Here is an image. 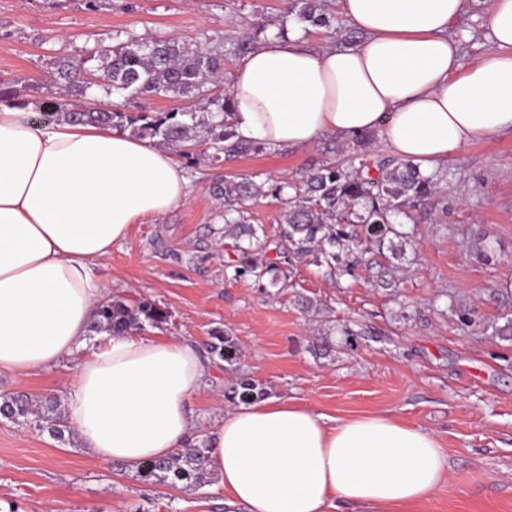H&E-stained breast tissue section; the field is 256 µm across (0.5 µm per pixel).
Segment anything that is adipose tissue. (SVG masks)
<instances>
[{
    "label": "adipose tissue",
    "instance_id": "adipose-tissue-1",
    "mask_svg": "<svg viewBox=\"0 0 512 512\" xmlns=\"http://www.w3.org/2000/svg\"><path fill=\"white\" fill-rule=\"evenodd\" d=\"M468 0H339L349 45L298 30L242 57L229 82L239 140L294 150L377 132L428 169L512 130V0H493L492 45L465 60L454 24ZM0 105V373L72 363L67 421L101 461L137 467L188 437L186 403L207 369L186 341L131 332L87 347L104 295L94 267L130 225L184 201L189 181L167 149L111 128L36 124ZM228 505L248 512H401L445 482L428 430L387 413L328 422L279 399L225 411L207 436Z\"/></svg>",
    "mask_w": 512,
    "mask_h": 512
}]
</instances>
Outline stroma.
<instances>
[{
    "instance_id": "1",
    "label": "stroma",
    "mask_w": 512,
    "mask_h": 512,
    "mask_svg": "<svg viewBox=\"0 0 512 512\" xmlns=\"http://www.w3.org/2000/svg\"><path fill=\"white\" fill-rule=\"evenodd\" d=\"M492 0H471L458 28L465 58L491 51L482 23ZM281 0H0V87L31 102L53 98L57 61L128 35L170 36L187 46L236 36L243 22L277 32ZM199 140L182 160L187 199L131 225L95 273L107 299H147L167 311L148 336L182 338L209 371L187 403L190 439L235 408L231 388L254 380L265 398L331 418L386 412L433 432L448 455L446 482L406 512H512V341L494 327L512 320V131L492 135L441 163L437 195L418 203L401 229L402 255L369 245L351 273L293 260L289 288L227 279L235 261L214 187L246 176L295 180L327 159L373 168L391 154L376 133L362 142L320 138L309 147L216 163ZM232 336L233 368L207 353L212 333ZM66 366L0 374V396L65 397ZM0 512H225L224 487L141 481L31 425L0 417Z\"/></svg>"
}]
</instances>
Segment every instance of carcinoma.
Instances as JSON below:
<instances>
[{"mask_svg":"<svg viewBox=\"0 0 512 512\" xmlns=\"http://www.w3.org/2000/svg\"><path fill=\"white\" fill-rule=\"evenodd\" d=\"M290 22L330 28L334 16L327 12L324 0H287L277 36L288 34ZM263 31L262 26H250L226 44L218 36L205 39L194 49L180 47L166 37L130 35L115 45L98 44L76 59L59 62L57 75L63 90L71 96L83 95L93 85L95 72L101 71L108 87L119 94L138 99L177 98L208 83L218 85L224 57L242 58L256 46ZM231 107L230 93L220 91L209 96L203 107H177L163 112L70 108L61 97L43 103L39 111L50 122L64 120L128 130L185 159L192 157L193 130L205 127L214 150L212 159L217 161L223 154L245 155L261 150L257 143L235 139L227 120ZM436 185L435 176L422 174L409 161L395 165L384 162L374 178L363 176L360 170L349 171L329 163L309 170L301 186L252 178L226 182L224 188L215 190V195L224 196V235L233 239V248L239 255L231 265L232 278L252 277L258 282L266 278L271 288L288 287V274L278 264L263 265L253 258L254 252L263 250L265 242L248 225L247 205L252 200L270 194L284 198L287 209L277 236L288 253L300 258L310 256L313 262L333 271L348 272L360 260L366 241L378 246L387 241L391 249H397L393 238L402 236V232L396 229V217L434 195ZM166 318L167 313L148 300H141L133 308L113 300L98 307L91 331L121 336L140 328L144 320L159 324ZM209 349L230 367L240 359L239 346L230 336H213ZM231 395L249 404L261 399L263 391L251 379L240 378ZM0 415L23 423L37 415L42 421L39 429L59 442L69 441L75 434L66 421L65 407L57 400L5 397L0 402ZM209 453L205 439L191 440L168 458L142 461L137 473L147 482L181 483L186 488H196L205 484L210 475Z\"/></svg>","mask_w":512,"mask_h":512,"instance_id":"1","label":"carcinoma"}]
</instances>
